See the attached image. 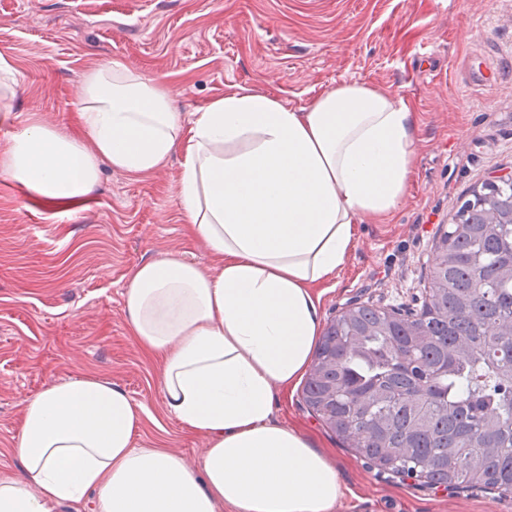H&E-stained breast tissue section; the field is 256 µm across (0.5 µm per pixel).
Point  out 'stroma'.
I'll use <instances>...</instances> for the list:
<instances>
[{"label": "stroma", "mask_w": 512, "mask_h": 512, "mask_svg": "<svg viewBox=\"0 0 512 512\" xmlns=\"http://www.w3.org/2000/svg\"><path fill=\"white\" fill-rule=\"evenodd\" d=\"M16 79L0 119L6 143L38 120L84 140L79 94L120 60L168 89L194 120L244 87L307 104L345 80L401 98L418 115L415 175L388 218L359 244L320 313L347 304L421 309L441 231L495 173L512 171V0H0V53ZM182 150L148 175L101 167L93 190L59 209L0 173V476L17 474L25 398L81 376L119 385L143 405L135 445L197 467L207 447L167 414L154 363L130 336L123 292L141 262L170 254L214 261L186 232ZM277 417L331 450L347 489L335 512H512L497 490L440 491L367 464L304 403Z\"/></svg>", "instance_id": "stroma-1"}]
</instances>
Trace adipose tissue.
I'll list each match as a JSON object with an SVG mask.
<instances>
[{
    "label": "adipose tissue",
    "instance_id": "ef3b65f1",
    "mask_svg": "<svg viewBox=\"0 0 512 512\" xmlns=\"http://www.w3.org/2000/svg\"><path fill=\"white\" fill-rule=\"evenodd\" d=\"M80 105L90 147L32 122L7 173L65 208L92 191L101 165L147 175L184 145L179 203L216 266L143 261L123 311L158 365L167 412L208 447L196 469L136 447L143 406L110 380L78 376L22 402V472L0 479V512H54L90 494L97 512H335L339 464L274 414L312 363L317 288L346 268L362 222L408 192L416 113L353 80L297 108L231 90L188 122L166 88L117 60L86 78Z\"/></svg>",
    "mask_w": 512,
    "mask_h": 512
}]
</instances>
